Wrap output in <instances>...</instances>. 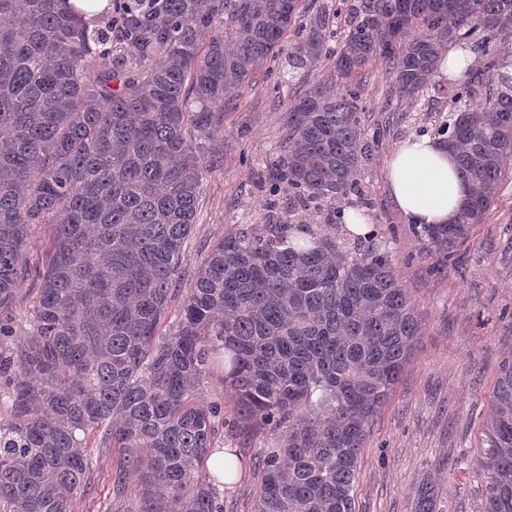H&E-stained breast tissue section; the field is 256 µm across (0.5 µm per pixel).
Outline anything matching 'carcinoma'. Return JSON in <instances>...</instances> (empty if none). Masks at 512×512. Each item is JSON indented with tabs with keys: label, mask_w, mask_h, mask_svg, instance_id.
Wrapping results in <instances>:
<instances>
[{
	"label": "carcinoma",
	"mask_w": 512,
	"mask_h": 512,
	"mask_svg": "<svg viewBox=\"0 0 512 512\" xmlns=\"http://www.w3.org/2000/svg\"><path fill=\"white\" fill-rule=\"evenodd\" d=\"M340 2L344 13L304 0H110L85 20L69 0H0V372L17 370L0 403V512H71L92 486L94 430L120 449V512H224L218 477L200 472L220 411L196 401L219 355L242 423L274 435L255 462L254 512H354L372 418L421 335L407 288L381 246L286 223L216 242L182 290L207 143L261 63L283 55L313 71L340 39L335 73L289 100L270 177L292 209L332 208L358 194L379 138L365 136L360 91L336 86L377 62L412 101L465 45L484 76L461 85L436 134L470 194L457 223L421 225L446 263L512 163V94L495 77L512 0ZM34 224L51 225L50 249L16 339L10 307ZM486 435L481 512H512V362ZM414 512H435L429 488Z\"/></svg>",
	"instance_id": "carcinoma-1"
}]
</instances>
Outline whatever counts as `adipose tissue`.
I'll return each mask as SVG.
<instances>
[{
  "instance_id": "adipose-tissue-1",
  "label": "adipose tissue",
  "mask_w": 512,
  "mask_h": 512,
  "mask_svg": "<svg viewBox=\"0 0 512 512\" xmlns=\"http://www.w3.org/2000/svg\"><path fill=\"white\" fill-rule=\"evenodd\" d=\"M387 178L398 208L414 224L456 223L469 195L455 153L434 136L399 144L389 157Z\"/></svg>"
}]
</instances>
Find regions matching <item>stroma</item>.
I'll use <instances>...</instances> for the list:
<instances>
[{
  "label": "stroma",
  "mask_w": 512,
  "mask_h": 512,
  "mask_svg": "<svg viewBox=\"0 0 512 512\" xmlns=\"http://www.w3.org/2000/svg\"><path fill=\"white\" fill-rule=\"evenodd\" d=\"M264 62L235 104L222 116L212 148L221 158L203 174L198 220L181 257L183 284H190L212 244L242 228L267 231L285 221L288 198L271 204L260 180L284 137L288 101L308 84L305 71H286L274 90ZM465 74L435 77L415 101L390 97L391 80L373 67L355 77L368 128H381L372 161L359 176L360 193L349 207L372 222L377 242L395 259L422 334L398 383L372 420L353 489L355 512H412L421 483L437 493L439 512H480L483 481L477 464L486 448L485 425L492 394L505 363L512 361V168L503 174L497 200L446 268L420 227L398 210L387 180L391 151L412 135L430 134L448 117L451 96ZM50 228L35 227L25 246L30 269L18 282L12 314L16 335L29 330L39 275L49 249ZM202 404L218 406L223 421L215 447L232 448L242 459L236 481L224 489V512H252L260 478L254 458L269 447L265 431H229L236 416L234 391L222 368L207 370ZM95 475L90 491L77 494L73 512H110L108 486L115 449L89 438Z\"/></svg>",
  "instance_id": "1"
}]
</instances>
